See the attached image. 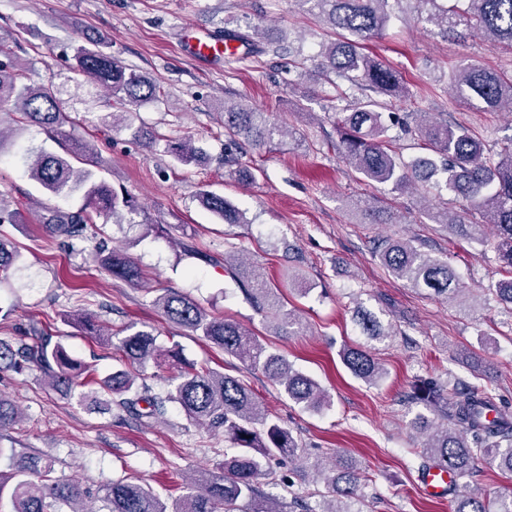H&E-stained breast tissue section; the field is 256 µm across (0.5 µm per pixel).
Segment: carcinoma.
<instances>
[{"instance_id": "obj_1", "label": "carcinoma", "mask_w": 512, "mask_h": 512, "mask_svg": "<svg viewBox=\"0 0 512 512\" xmlns=\"http://www.w3.org/2000/svg\"><path fill=\"white\" fill-rule=\"evenodd\" d=\"M414 5L415 11L440 33L451 34L460 26L480 35L492 48L512 49V0H295L301 8L325 22L335 35L321 44L314 59V76L341 89L347 82L364 92L350 112L336 118L340 135L339 153L350 168L368 181L385 184L404 192L416 182H428L443 175L446 188L467 202L466 211L486 215L494 232L486 236L481 224L465 223L437 208L428 213L435 224H443L457 235L474 239L492 248L512 270V143L495 154L484 153L479 138L465 125L430 120L403 124L401 131L424 142L429 154L410 162L393 149L388 132L398 124L393 116L379 111L377 95L405 96L401 75L363 52V47L348 36L362 40L382 34L390 18V2ZM77 68L86 81L110 92L120 106L123 126L132 127L130 110L158 97L154 82L146 75L122 65L97 46L75 49ZM451 88L466 102L477 100L491 112H512V75L469 64L450 75ZM13 116L19 124L34 125L66 135L70 117L51 91L29 83L24 69L15 62V53L0 43V112ZM283 132L265 113L241 100H224V149L248 144L264 146ZM90 154L93 147L80 143L78 150L63 154L43 149H26L19 159L30 179L48 194L59 197L82 192L84 203L76 210L44 208L38 223L50 225L51 233L65 247L75 242L93 244L95 262L112 276L132 283L142 272L127 253L105 245L103 227L98 221L117 218L119 207L135 210L133 198L118 196L104 179L88 168L77 169L71 162L76 153ZM167 153L181 163L199 162L202 153L190 139L170 140ZM200 205L226 224H243L244 213L230 200L211 192L199 196ZM19 209L10 208L0 192V224H24ZM382 264L397 278L415 288H424L437 298H455L463 292L456 284L448 262L432 257L406 241L386 238L378 245ZM21 258L18 248L0 236V272L8 273ZM239 263L224 255V269L240 287L246 299L266 318L275 336H291L303 329V321L287 307L280 287L259 278L249 280ZM501 304L512 311V278L496 282L491 289ZM166 319L193 336H200L239 360L250 370L262 372L278 385L288 400L306 410H317L331 403L320 383L296 370L282 354L271 348L240 324L210 316L201 305L185 294L166 291L155 300ZM71 323L96 336L112 340L114 333L88 313H75ZM353 321L366 342H382L390 337L375 313L359 304ZM117 348L133 370H117L97 378L93 366L73 357L52 335L21 336L12 344L0 341V364L14 370L37 368L53 390L90 401L98 407L116 406L136 420H158L165 416L167 404L179 405L186 416L215 432L224 433L232 452L224 453L218 470H207L187 482L180 508L172 511L143 484L126 480L108 482L98 490L102 508L86 504V491L79 485L62 483L53 477L54 459L35 452L11 450L9 472L0 471V512H282L281 505L262 496L259 480L268 476L273 460H286L302 477L325 485L316 507L305 505L302 512H363L355 507L362 502L364 475L356 460L337 456L323 465L310 460L297 436L273 419L263 403L235 376L208 367L181 368L177 383L164 393H155L147 382H138L150 362L165 355L178 358L174 349L164 351L156 335L129 325L120 330ZM341 360L351 374L368 384L381 381L385 368L362 345H347ZM434 414L418 416L413 429L421 437L415 454L423 468L446 466L457 478L470 479L481 463L512 475V410L499 405L493 394L459 381L449 390L436 387L425 398ZM22 420L18 405L0 395V430ZM452 512H512V490L497 493L490 500L470 494L455 497Z\"/></svg>"}]
</instances>
